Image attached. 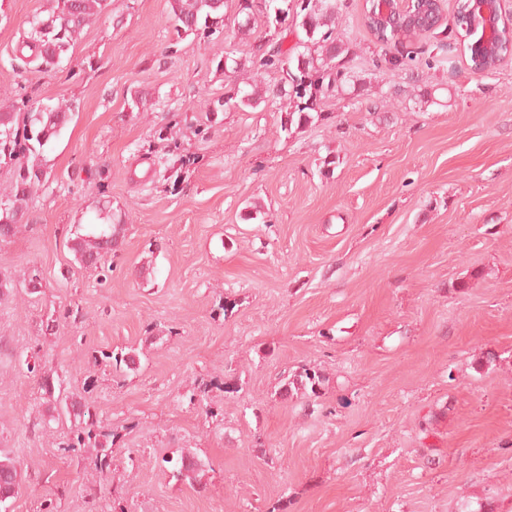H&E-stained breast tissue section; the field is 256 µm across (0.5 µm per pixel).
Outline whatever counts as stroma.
Segmentation results:
<instances>
[{
    "instance_id": "1",
    "label": "stroma",
    "mask_w": 512,
    "mask_h": 512,
    "mask_svg": "<svg viewBox=\"0 0 512 512\" xmlns=\"http://www.w3.org/2000/svg\"><path fill=\"white\" fill-rule=\"evenodd\" d=\"M339 4L355 89L285 132L282 100L238 104L268 28L238 34L237 0L181 40L169 0H112L48 69L16 49L52 0H0V103L74 107L0 240L8 512H512V58L473 73L453 34L442 66L401 70L364 0ZM103 209L104 281L72 250ZM302 364L327 378L312 403L281 392ZM57 374L114 432L108 469L62 448ZM185 454L196 480L172 475ZM18 485V470L8 454L0 453V504L12 498Z\"/></svg>"
}]
</instances>
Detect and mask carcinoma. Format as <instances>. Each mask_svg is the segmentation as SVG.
I'll list each match as a JSON object with an SVG mask.
<instances>
[{
  "instance_id": "1",
  "label": "carcinoma",
  "mask_w": 512,
  "mask_h": 512,
  "mask_svg": "<svg viewBox=\"0 0 512 512\" xmlns=\"http://www.w3.org/2000/svg\"><path fill=\"white\" fill-rule=\"evenodd\" d=\"M177 37L197 35L204 31L211 36L224 31V0H169ZM108 6V0H55L47 18L35 17L31 30L19 41V59L26 65L49 66L59 63L70 43L93 17ZM240 11L246 13L245 21L238 23L241 32L251 31L256 17L281 25L290 19L294 28L301 29L298 41L283 48L284 37L274 31L278 39H269L258 46L251 67L257 75L273 72L279 75L273 88L258 83L243 92L239 105L255 108L266 101V95L288 100L281 127L290 131L293 126H303L323 118L320 101L333 95L347 81L344 64L336 61L345 48L336 38V0H263L262 7L252 8L251 0H241ZM507 32L481 54L471 59L472 67L491 71L508 53ZM69 104L39 107L29 102L27 112L11 111L7 106L0 110V165L13 168V178L8 191L0 194V238L14 236L28 212V202L46 179L47 172L34 160L39 150L58 137L71 119ZM186 158L173 145L164 157L165 176L175 166H184ZM121 232L118 224H95L92 230L78 237L73 243L76 260L85 267H98L117 245ZM326 381L325 376L308 365L297 367L291 384L308 397H319ZM40 388L54 398L57 415L73 414L82 418V426L70 432L65 448H86L94 464L104 469L109 466L108 435L102 433L96 415L82 399L67 396L56 398L55 378L43 376ZM18 485V470L14 460L0 454V504L13 497Z\"/></svg>"
}]
</instances>
